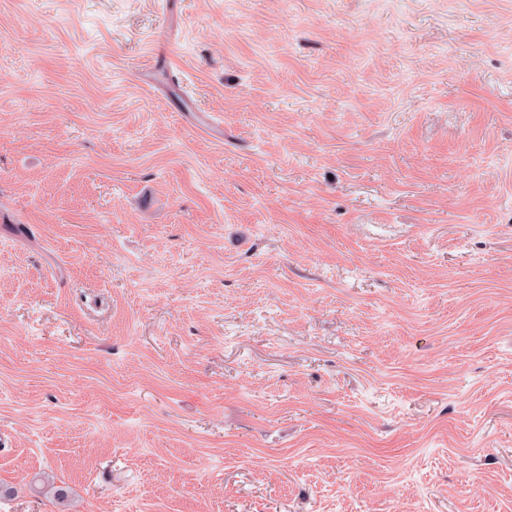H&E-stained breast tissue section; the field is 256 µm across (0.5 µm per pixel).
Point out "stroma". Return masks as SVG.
I'll use <instances>...</instances> for the list:
<instances>
[{"mask_svg": "<svg viewBox=\"0 0 512 512\" xmlns=\"http://www.w3.org/2000/svg\"><path fill=\"white\" fill-rule=\"evenodd\" d=\"M175 3L0 0V512H512V0Z\"/></svg>", "mask_w": 512, "mask_h": 512, "instance_id": "obj_1", "label": "stroma"}]
</instances>
